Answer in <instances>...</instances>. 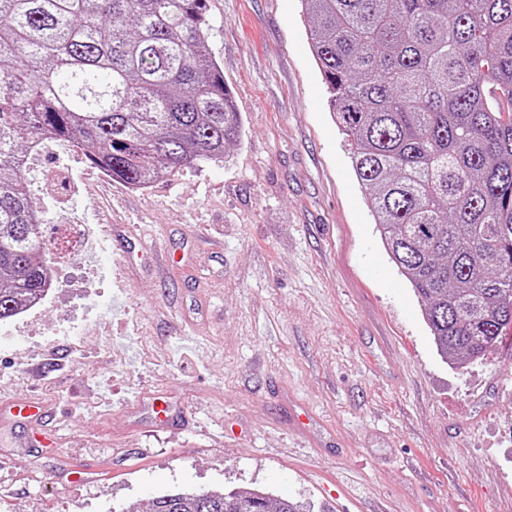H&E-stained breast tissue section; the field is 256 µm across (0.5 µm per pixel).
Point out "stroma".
Segmentation results:
<instances>
[{"instance_id": "stroma-1", "label": "stroma", "mask_w": 512, "mask_h": 512, "mask_svg": "<svg viewBox=\"0 0 512 512\" xmlns=\"http://www.w3.org/2000/svg\"><path fill=\"white\" fill-rule=\"evenodd\" d=\"M209 18L243 120L223 161L133 189L46 137L26 165L49 251L59 224L87 248L41 306L0 321V406H48L0 415V512H147L175 488H258L314 512H512V344L463 368L438 354L375 231L300 0H209ZM296 402L329 449L289 432ZM8 407L11 415L18 420L37 419L45 416L47 412L45 405L41 401L33 400L26 396L12 399Z\"/></svg>"}]
</instances>
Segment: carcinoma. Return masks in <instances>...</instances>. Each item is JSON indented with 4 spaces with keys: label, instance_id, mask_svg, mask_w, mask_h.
<instances>
[{
    "label": "carcinoma",
    "instance_id": "1",
    "mask_svg": "<svg viewBox=\"0 0 512 512\" xmlns=\"http://www.w3.org/2000/svg\"><path fill=\"white\" fill-rule=\"evenodd\" d=\"M383 247L438 352L512 327V0H301ZM208 0H0V320L50 287L23 177L39 137L141 189L243 131ZM510 106L503 111V104ZM150 512H310L259 489L165 492Z\"/></svg>",
    "mask_w": 512,
    "mask_h": 512
}]
</instances>
